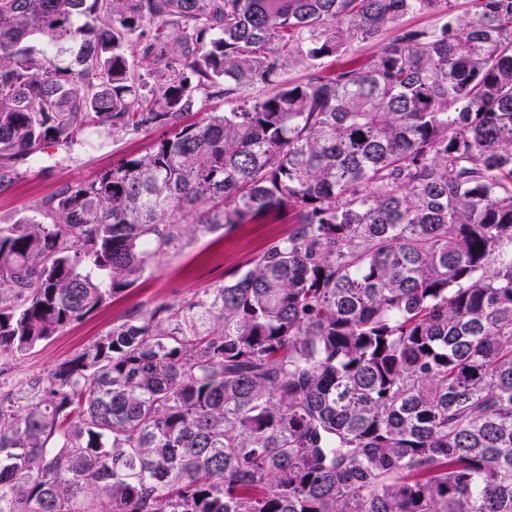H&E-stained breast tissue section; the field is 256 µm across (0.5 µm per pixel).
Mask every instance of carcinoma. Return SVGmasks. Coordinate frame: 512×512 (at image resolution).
Listing matches in <instances>:
<instances>
[{"instance_id": "carcinoma-1", "label": "carcinoma", "mask_w": 512, "mask_h": 512, "mask_svg": "<svg viewBox=\"0 0 512 512\" xmlns=\"http://www.w3.org/2000/svg\"><path fill=\"white\" fill-rule=\"evenodd\" d=\"M450 2L0 0V183L88 129L168 128L0 225V358L188 227L291 215L0 398V512H512V0ZM204 97L232 107L185 123Z\"/></svg>"}]
</instances>
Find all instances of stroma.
Wrapping results in <instances>:
<instances>
[{"label":"stroma","instance_id":"35a3bbf8","mask_svg":"<svg viewBox=\"0 0 512 512\" xmlns=\"http://www.w3.org/2000/svg\"><path fill=\"white\" fill-rule=\"evenodd\" d=\"M158 129L121 133L103 147L68 153L53 146L18 167L14 182L0 187V224H13L34 214L62 187L94 180L120 162L146 154L161 137ZM287 221L250 222L209 234L188 233L177 247L150 259L136 283L60 334L25 355L0 359V393L23 401L35 392L36 381L61 363L97 342L136 309L190 300L198 291L222 285L273 239L288 234Z\"/></svg>","mask_w":512,"mask_h":512}]
</instances>
